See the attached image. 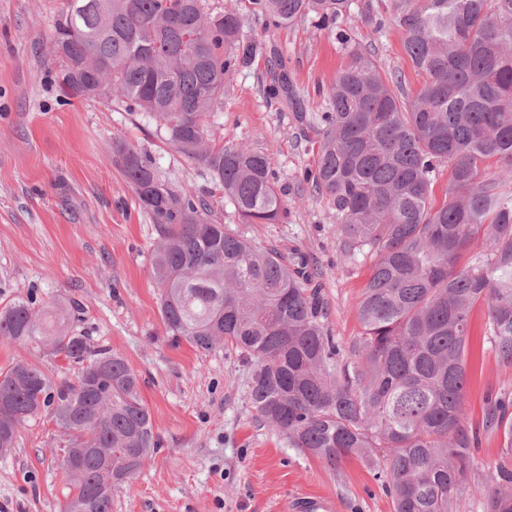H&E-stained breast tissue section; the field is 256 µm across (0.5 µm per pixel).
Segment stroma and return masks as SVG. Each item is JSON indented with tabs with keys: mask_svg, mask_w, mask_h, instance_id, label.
<instances>
[{
	"mask_svg": "<svg viewBox=\"0 0 512 512\" xmlns=\"http://www.w3.org/2000/svg\"><path fill=\"white\" fill-rule=\"evenodd\" d=\"M341 26L309 18L274 27L250 0H206L207 11L236 9L253 51L224 79L210 141L244 146L272 162L285 214L276 224H245L202 164L171 145L147 113L118 98L64 97L49 53L63 0H0V305L34 296L78 303L91 342L124 355L138 377L160 447L112 496V512H286L303 493L326 495L335 512H392L374 470L355 458L324 466L259 420L247 399L251 363L232 346L210 353L168 336L152 270L157 228L118 164L132 147L151 156L174 192L192 191L214 219L281 250L300 244L319 269L311 285L343 346L358 340L357 308L370 276L366 260L341 258L336 219L306 181L316 148L308 118L346 59L348 33L409 89L422 78L406 56L392 0H355ZM288 65L292 96L267 88L277 59ZM464 408L480 422L489 393L512 392V365L483 346L485 316L475 308ZM63 434L52 419L27 424L0 455V512H61L70 481L60 466ZM479 465L453 512H481L500 439L483 438Z\"/></svg>",
	"mask_w": 512,
	"mask_h": 512,
	"instance_id": "35a3bbf8",
	"label": "stroma"
}]
</instances>
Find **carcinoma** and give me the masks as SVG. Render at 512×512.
<instances>
[{
    "instance_id": "carcinoma-1",
    "label": "carcinoma",
    "mask_w": 512,
    "mask_h": 512,
    "mask_svg": "<svg viewBox=\"0 0 512 512\" xmlns=\"http://www.w3.org/2000/svg\"><path fill=\"white\" fill-rule=\"evenodd\" d=\"M274 25L347 17L353 0H253ZM420 87L407 91L354 44L312 118L314 188L336 218L342 256L373 260L358 307L364 332L348 355L329 332L302 247L283 254L174 193L150 158L120 168L160 240L153 273L167 334L210 353L230 344L253 362L248 398L262 421L323 464L354 456L376 470L393 512H452L477 468L481 436L501 440L482 512H512V395H488L482 423L464 412L473 309L484 340L512 365V0H395ZM239 14L206 0H65L51 51L63 95H117L203 164L245 224L284 212L270 158L209 144L212 112L240 49ZM90 59L101 66L87 68ZM495 162L487 171L485 164ZM448 172L445 200L433 184ZM64 302L0 306V337L82 365L73 382L35 361L0 369V454L45 416L66 435L71 489L62 512H112V495L157 449L136 374L94 347Z\"/></svg>"
}]
</instances>
